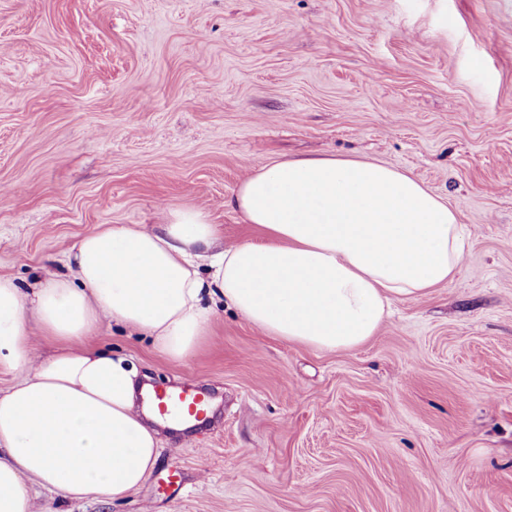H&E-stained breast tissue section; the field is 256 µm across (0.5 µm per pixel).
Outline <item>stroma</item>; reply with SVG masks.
I'll use <instances>...</instances> for the list:
<instances>
[{"label": "stroma", "mask_w": 512, "mask_h": 512, "mask_svg": "<svg viewBox=\"0 0 512 512\" xmlns=\"http://www.w3.org/2000/svg\"><path fill=\"white\" fill-rule=\"evenodd\" d=\"M413 175L456 209L455 279L321 351L216 306L185 361L101 325L159 388L222 395L160 430L123 497L31 512H512V0H0V275L64 273L86 234L229 207L273 162ZM180 471L185 489L163 490Z\"/></svg>", "instance_id": "obj_1"}]
</instances>
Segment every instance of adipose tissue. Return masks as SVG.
<instances>
[{
    "mask_svg": "<svg viewBox=\"0 0 512 512\" xmlns=\"http://www.w3.org/2000/svg\"><path fill=\"white\" fill-rule=\"evenodd\" d=\"M229 204L266 242L224 247L207 214L184 207L149 230L85 235L67 274L33 292L0 276V366L16 376L0 391V512H30L31 478L56 498H120L152 472L159 440L134 408L135 365L86 342L102 323L180 361L220 301L267 335L351 350L392 303L451 282L465 252L447 200L374 161L276 162ZM30 316L53 342L39 360Z\"/></svg>",
    "mask_w": 512,
    "mask_h": 512,
    "instance_id": "1",
    "label": "adipose tissue"
}]
</instances>
